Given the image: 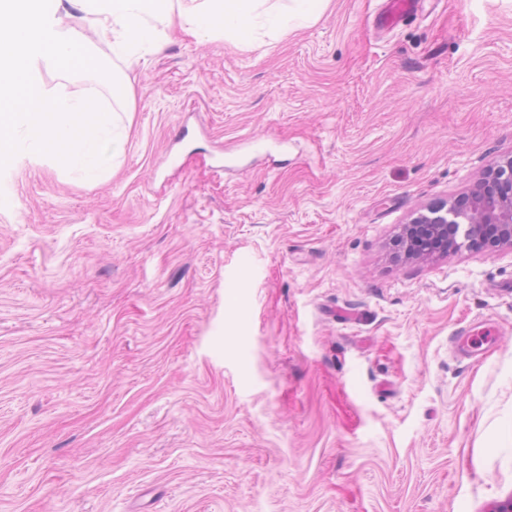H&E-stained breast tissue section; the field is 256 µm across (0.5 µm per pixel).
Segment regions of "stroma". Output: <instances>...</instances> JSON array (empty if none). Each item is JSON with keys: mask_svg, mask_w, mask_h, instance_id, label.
I'll list each match as a JSON object with an SVG mask.
<instances>
[{"mask_svg": "<svg viewBox=\"0 0 512 512\" xmlns=\"http://www.w3.org/2000/svg\"><path fill=\"white\" fill-rule=\"evenodd\" d=\"M379 2L174 37L119 103L42 72L126 133L98 184L25 159L0 191V512L512 501V249H391L512 159V0L391 32ZM468 322L498 329L473 359Z\"/></svg>", "mask_w": 512, "mask_h": 512, "instance_id": "stroma-1", "label": "stroma"}]
</instances>
